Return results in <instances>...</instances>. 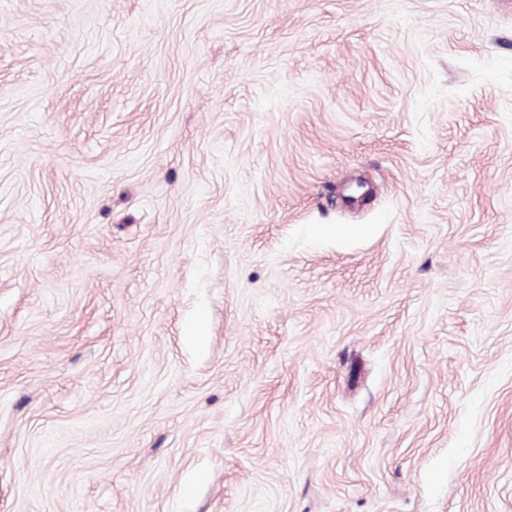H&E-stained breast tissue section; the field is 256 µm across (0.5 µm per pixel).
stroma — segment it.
I'll return each instance as SVG.
<instances>
[{
  "instance_id": "35a3bbf8",
  "label": "stroma",
  "mask_w": 512,
  "mask_h": 512,
  "mask_svg": "<svg viewBox=\"0 0 512 512\" xmlns=\"http://www.w3.org/2000/svg\"><path fill=\"white\" fill-rule=\"evenodd\" d=\"M0 512H512V0H0Z\"/></svg>"
}]
</instances>
